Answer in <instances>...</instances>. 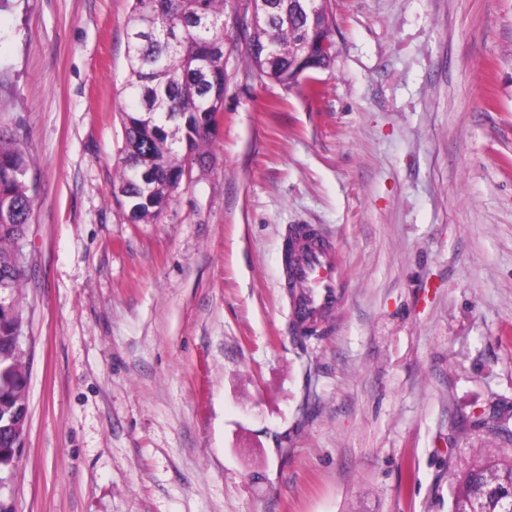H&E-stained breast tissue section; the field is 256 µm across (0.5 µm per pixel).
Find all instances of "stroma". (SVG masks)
Returning <instances> with one entry per match:
<instances>
[{"label": "stroma", "mask_w": 512, "mask_h": 512, "mask_svg": "<svg viewBox=\"0 0 512 512\" xmlns=\"http://www.w3.org/2000/svg\"><path fill=\"white\" fill-rule=\"evenodd\" d=\"M132 0H10L0 127L32 159L15 512H448L512 440V0H332L317 94L248 75L153 224L119 193ZM347 287L299 345L285 227Z\"/></svg>", "instance_id": "stroma-1"}]
</instances>
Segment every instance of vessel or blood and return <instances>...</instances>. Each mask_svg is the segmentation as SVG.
Wrapping results in <instances>:
<instances>
[{"mask_svg": "<svg viewBox=\"0 0 512 512\" xmlns=\"http://www.w3.org/2000/svg\"><path fill=\"white\" fill-rule=\"evenodd\" d=\"M280 288L290 293L289 318L298 329L316 328L340 307L345 276L339 248L315 224L291 226L284 236Z\"/></svg>", "mask_w": 512, "mask_h": 512, "instance_id": "vessel-or-blood-1", "label": "vessel or blood"}]
</instances>
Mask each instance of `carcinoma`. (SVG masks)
<instances>
[{"label": "carcinoma", "instance_id": "1", "mask_svg": "<svg viewBox=\"0 0 512 512\" xmlns=\"http://www.w3.org/2000/svg\"><path fill=\"white\" fill-rule=\"evenodd\" d=\"M230 0H133L127 30L132 101L124 112L125 156L120 191L133 224L154 222L170 205L187 166L205 162L203 148L217 127L206 117L224 106V14ZM289 0H274L269 21L245 44L255 78L291 89L312 80L293 62L308 48L302 24L288 14ZM26 146L0 131V491L13 473L17 438L9 420L27 401L25 350L15 345L24 330L22 288L27 265L18 243L33 212ZM450 512H503L512 493V459H484L453 475Z\"/></svg>", "mask_w": 512, "mask_h": 512}]
</instances>
